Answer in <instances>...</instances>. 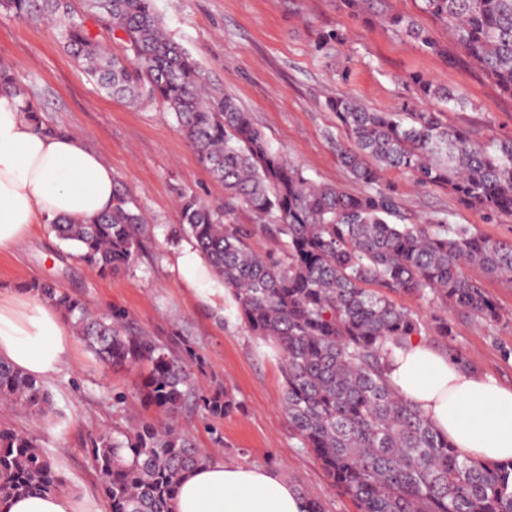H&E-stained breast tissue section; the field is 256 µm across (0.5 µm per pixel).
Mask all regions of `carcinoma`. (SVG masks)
Wrapping results in <instances>:
<instances>
[{
    "mask_svg": "<svg viewBox=\"0 0 512 512\" xmlns=\"http://www.w3.org/2000/svg\"><path fill=\"white\" fill-rule=\"evenodd\" d=\"M338 2L366 20L383 21L427 52L446 53L417 23L385 13L383 0ZM418 2L512 96V0ZM89 6L106 31L125 35L131 54L111 53L71 17L66 0H0V7L30 22H50L108 96L156 104L172 114L200 164L224 184L222 205L180 195L178 233L194 241L232 292L251 335L279 352L288 422L334 485L358 512H512V461L461 457L385 377L392 349L422 335L420 315L394 296L437 300L442 311L432 315L431 329L443 340L453 336L450 308L496 322V302L464 268L478 265L512 281V240L450 224L439 213L420 224H398L397 202L378 188L383 170L399 169L421 187H448L466 207L512 217V139L485 143L444 123L437 112H371L338 94L325 100L347 132L336 155L368 190L352 194L316 184L270 145L233 97L206 89L197 61L165 36L153 0H90ZM409 82L418 104H463L460 94L419 74ZM0 96L16 100L38 130L59 132L41 116L37 94L19 86L4 64ZM114 197L112 211L88 222H51L77 258L101 274L128 269L145 231L142 211L129 205L118 184ZM239 207L263 224L224 223ZM258 230L276 245L267 255L250 249ZM22 290L59 308L103 367L142 370L138 396L169 420L90 433L85 447L108 512H170L184 475L211 460L178 431L176 416L196 401L222 417L235 408L231 394L201 395L189 371L191 351L181 354L148 335L120 307L92 314L81 299L48 281L27 282ZM0 402L37 417L52 410L43 384L4 360ZM62 485L50 454L27 433L0 422V502Z\"/></svg>",
    "mask_w": 512,
    "mask_h": 512,
    "instance_id": "cac0c4a2",
    "label": "carcinoma"
}]
</instances>
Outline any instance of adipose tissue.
<instances>
[{"label": "adipose tissue", "mask_w": 512, "mask_h": 512, "mask_svg": "<svg viewBox=\"0 0 512 512\" xmlns=\"http://www.w3.org/2000/svg\"><path fill=\"white\" fill-rule=\"evenodd\" d=\"M111 166L72 134L48 135L0 97V252L19 248L35 227L59 217L87 220L110 210ZM73 330L49 302L0 288V358L49 380L66 364ZM392 390L468 458L512 459V387L464 370L422 337L388 359ZM309 499L271 467L210 461L182 480L172 512H310ZM0 512H104L75 494L17 496Z\"/></svg>", "instance_id": "obj_1"}]
</instances>
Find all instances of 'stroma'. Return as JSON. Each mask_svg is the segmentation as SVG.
Instances as JSON below:
<instances>
[{
    "label": "stroma",
    "instance_id": "35a3bbf8",
    "mask_svg": "<svg viewBox=\"0 0 512 512\" xmlns=\"http://www.w3.org/2000/svg\"><path fill=\"white\" fill-rule=\"evenodd\" d=\"M154 6L168 36L198 62L211 89L233 96L273 147L318 182L354 194L363 189L336 156L334 144L345 140L346 131L325 109V98L346 94L371 111L392 112L412 103L409 77L415 73L465 97L464 105L444 111L443 122L484 140L512 138V96L465 58L444 23L420 15L415 0H384L383 6L417 18L447 46L455 64L425 53L380 21H364L336 0H154ZM336 29L345 42L317 49L320 34ZM0 63L12 68L22 87L38 93L47 121L80 136L103 157L132 206L147 217L143 249L126 272L100 275L45 224L17 250L0 252V284L53 280L94 311L122 307L149 335L179 351L191 348L200 388L210 393L228 387L236 407L215 418L187 405L175 420L182 434L212 459L278 469L324 512H357L290 428L276 350L250 335L229 292L218 286L201 298L178 270L176 258L190 244L173 235L181 222L179 192L220 203L224 186L199 163L173 116L157 106L107 97L59 43L52 25L1 7ZM378 186L395 197L403 223L444 213L451 223L512 239V218L492 219L463 206L447 187H418L399 169L382 172ZM466 272L494 298L499 320L478 325L457 315L449 340L432 336L428 342L439 350L457 349L469 371L511 387L512 362L502 360L499 347L512 345V283L475 266ZM139 381L138 370L103 368L77 340L68 364L44 383L54 414L39 418L0 408V421L37 438L55 459L65 491L99 502L103 496L84 439L160 418L158 409L135 396Z\"/></svg>",
    "mask_w": 512,
    "mask_h": 512
}]
</instances>
